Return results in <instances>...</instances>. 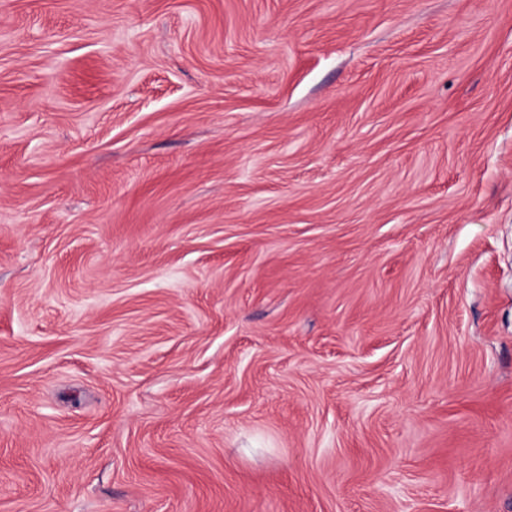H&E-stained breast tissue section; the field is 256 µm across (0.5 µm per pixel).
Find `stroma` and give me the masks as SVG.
I'll list each match as a JSON object with an SVG mask.
<instances>
[{
  "instance_id": "obj_1",
  "label": "stroma",
  "mask_w": 512,
  "mask_h": 512,
  "mask_svg": "<svg viewBox=\"0 0 512 512\" xmlns=\"http://www.w3.org/2000/svg\"><path fill=\"white\" fill-rule=\"evenodd\" d=\"M0 512H512V0H0Z\"/></svg>"
}]
</instances>
